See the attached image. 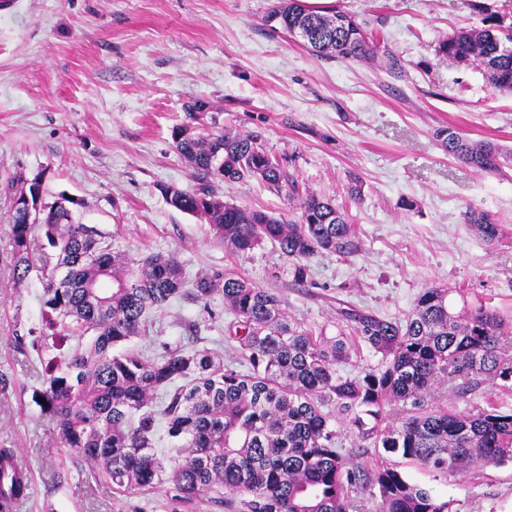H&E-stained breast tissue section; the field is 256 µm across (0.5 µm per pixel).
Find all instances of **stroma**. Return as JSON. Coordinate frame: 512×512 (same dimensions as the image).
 <instances>
[{
	"mask_svg": "<svg viewBox=\"0 0 512 512\" xmlns=\"http://www.w3.org/2000/svg\"><path fill=\"white\" fill-rule=\"evenodd\" d=\"M275 0H8L0 9V448L30 479L19 512H231L217 488L190 500L169 486L119 491L61 447L55 423L33 400L58 351L37 345L43 306L37 280L12 279V193L17 176H42L43 200L81 199L76 216L132 256L176 254L188 279L231 269L277 294L286 314L336 333L339 302L387 317L407 315L422 289L454 288V308L475 301L512 314V171L480 172L434 136L448 126L512 148V92L481 71L438 55L455 31L481 26L505 0H330L380 33L407 76L377 65L312 55L267 29ZM209 106L197 131L260 135L307 190L333 199L356 227L357 253L321 254L309 285H294L277 247L238 257L208 225L170 206L162 186L197 182L172 134L195 102ZM359 178L361 203L346 187ZM225 201L288 214L284 194L252 179L219 184ZM413 200L406 212L400 199ZM509 231L488 247L463 221L467 207ZM232 320L176 299L154 317L160 340L208 349L240 365L225 343ZM405 472L455 512H512V464L475 479Z\"/></svg>",
	"mask_w": 512,
	"mask_h": 512,
	"instance_id": "35a3bbf8",
	"label": "stroma"
}]
</instances>
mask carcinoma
I'll return each mask as SVG.
<instances>
[{
  "instance_id": "cac0c4a2",
  "label": "carcinoma",
  "mask_w": 512,
  "mask_h": 512,
  "mask_svg": "<svg viewBox=\"0 0 512 512\" xmlns=\"http://www.w3.org/2000/svg\"><path fill=\"white\" fill-rule=\"evenodd\" d=\"M493 11L480 28L442 40L438 53L478 66L487 82L512 90V22ZM270 30L304 33L303 45L328 59L376 63L393 78L407 71L378 38L338 7L316 10L304 0H277L265 17ZM448 155L477 170L505 174L512 150L471 141L452 127L435 132ZM176 151L200 181L194 191L174 185L162 195L175 209L208 224L235 255L270 241L289 263L294 284L311 276L309 260L353 252L355 229L328 198L300 189L288 167L251 133L173 132ZM260 180L286 191L296 220L224 202L218 182ZM24 180L15 191L12 278L39 273L45 320L41 335L77 345L52 363L41 412L50 416L63 447L93 472L126 490L168 482L175 497L191 499L216 487L236 512H452V502L411 481L396 458L443 478L473 479L487 466L512 464V409L492 400L476 410L435 405L439 391L466 397L488 384L512 389V319L479 302L454 312L455 288L423 289L412 313L387 318L369 308H336V335L316 334L288 318L277 295L231 270L186 279L173 254L130 256L98 227L75 220L81 202L64 192L39 204L28 220ZM464 222L488 246L502 243L504 225L469 207ZM40 229L56 249L51 268L30 252ZM224 300L246 372L208 349L164 342L153 356L116 347L150 333L151 314L185 298L208 308ZM366 349L377 364L350 377L339 366ZM346 421L364 443L369 463L343 453L336 424ZM179 442L170 466L156 450L159 428ZM21 480L0 468V504L21 495Z\"/></svg>"
}]
</instances>
